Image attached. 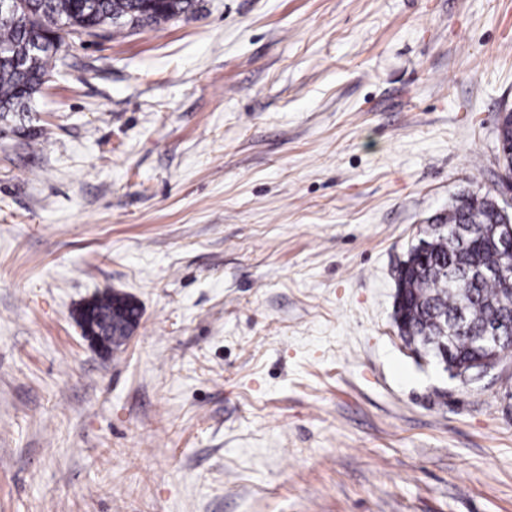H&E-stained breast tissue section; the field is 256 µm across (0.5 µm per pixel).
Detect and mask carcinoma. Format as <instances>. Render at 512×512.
<instances>
[{
  "label": "carcinoma",
  "instance_id": "1",
  "mask_svg": "<svg viewBox=\"0 0 512 512\" xmlns=\"http://www.w3.org/2000/svg\"><path fill=\"white\" fill-rule=\"evenodd\" d=\"M193 6L192 0H16L0 9V119L28 111L31 96L54 69L64 36L159 25ZM400 261L396 279L398 332L405 343L423 348L457 377L482 355L476 337L512 323L509 297L496 267L512 270V252L497 242L494 198L462 194L437 218ZM100 335L121 347L125 328L139 322L130 299L104 293L89 302Z\"/></svg>",
  "mask_w": 512,
  "mask_h": 512
}]
</instances>
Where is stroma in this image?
Masks as SVG:
<instances>
[{
	"label": "stroma",
	"instance_id": "35a3bbf8",
	"mask_svg": "<svg viewBox=\"0 0 512 512\" xmlns=\"http://www.w3.org/2000/svg\"><path fill=\"white\" fill-rule=\"evenodd\" d=\"M60 55L0 121V512H512V358L465 384L394 322L454 196L512 198V0H194ZM88 305L91 306L93 321L102 336H93L90 334L81 321L82 332L85 335L84 337L91 344L97 346L104 352H108V346L103 336H107V338L111 340L112 347L118 349L130 336L125 334V325L123 322H126V326L131 330L133 325L127 319L131 318L135 324H138L140 319L138 306L127 297L117 293H104L97 296L93 301L89 302ZM119 310L123 312L124 321L115 325L113 319L117 316Z\"/></svg>",
	"mask_w": 512,
	"mask_h": 512
}]
</instances>
